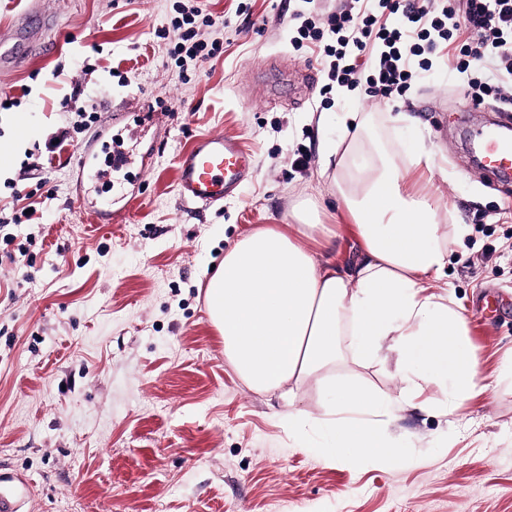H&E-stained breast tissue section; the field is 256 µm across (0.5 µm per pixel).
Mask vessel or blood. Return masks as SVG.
<instances>
[{"label": "vessel or blood", "mask_w": 512, "mask_h": 512, "mask_svg": "<svg viewBox=\"0 0 512 512\" xmlns=\"http://www.w3.org/2000/svg\"><path fill=\"white\" fill-rule=\"evenodd\" d=\"M51 42L29 36L20 27L0 30V62L13 64L51 49ZM95 140L81 148L72 167L76 180H84L94 169ZM476 148L485 165L505 176L512 173V125L505 123L479 132ZM250 169V159L237 139L224 135H204L177 158L176 181L180 201L202 208L223 204L234 195ZM0 512H32L28 498L13 487L0 484Z\"/></svg>", "instance_id": "b4317fda"}]
</instances>
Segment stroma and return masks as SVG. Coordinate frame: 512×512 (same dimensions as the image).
I'll use <instances>...</instances> for the list:
<instances>
[{"mask_svg": "<svg viewBox=\"0 0 512 512\" xmlns=\"http://www.w3.org/2000/svg\"><path fill=\"white\" fill-rule=\"evenodd\" d=\"M174 2L47 0L53 49L0 70V97L15 100L0 109V141L17 145L0 209L14 190L42 193L34 222L14 229L32 259L0 264V480L35 512H512V186L492 184L469 150L471 132L505 120L502 104L465 99L462 75L438 65L406 91L400 137L391 104L364 88L322 99L320 58L294 37L341 0H209L224 51L185 84L156 36ZM89 95L129 158L96 184L108 224L77 201L79 144L46 149ZM354 112L373 154L400 165L412 144L434 154L410 187L443 204L440 223L467 229L445 279L490 387L451 414L404 405L391 433L408 462L331 463L289 435L286 402L236 374L204 305L225 251L294 223L301 205L339 227L323 253L356 260L326 164ZM210 133L238 139L254 169L236 196L199 209L179 200L176 157Z\"/></svg>", "mask_w": 512, "mask_h": 512, "instance_id": "1", "label": "stroma"}]
</instances>
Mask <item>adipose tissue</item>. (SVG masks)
Instances as JSON below:
<instances>
[{
  "mask_svg": "<svg viewBox=\"0 0 512 512\" xmlns=\"http://www.w3.org/2000/svg\"><path fill=\"white\" fill-rule=\"evenodd\" d=\"M431 165L430 152L418 147L399 169L367 157L353 138L337 162L336 188L354 224L358 260H319L312 245L333 229L305 218L236 241L207 284V311L226 358L252 389L289 400V433L311 420L295 405L302 385L333 390L316 443L327 461L402 455L389 427L403 394L375 395L337 374L347 358L394 355L396 379L420 391L446 385L450 411L488 388L452 294L433 293L449 262L448 237L463 229L446 231L439 202L405 189L409 170Z\"/></svg>",
  "mask_w": 512,
  "mask_h": 512,
  "instance_id": "ef3b65f1",
  "label": "adipose tissue"
}]
</instances>
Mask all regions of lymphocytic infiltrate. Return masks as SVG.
<instances>
[{"label":"lymphocytic infiltrate","mask_w":512,"mask_h":512,"mask_svg":"<svg viewBox=\"0 0 512 512\" xmlns=\"http://www.w3.org/2000/svg\"><path fill=\"white\" fill-rule=\"evenodd\" d=\"M205 0H179L158 38L180 71L213 58L221 47ZM296 45L317 47L329 81L397 102L418 70L447 49L458 72L492 61L491 75L469 77L465 95H497L512 105V0H347L326 16L312 15L297 29Z\"/></svg>","instance_id":"1"}]
</instances>
